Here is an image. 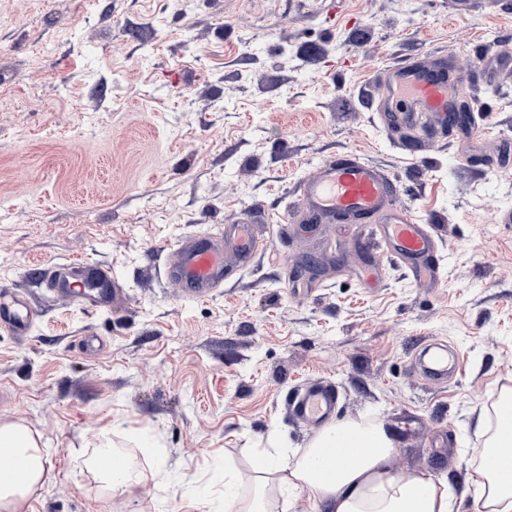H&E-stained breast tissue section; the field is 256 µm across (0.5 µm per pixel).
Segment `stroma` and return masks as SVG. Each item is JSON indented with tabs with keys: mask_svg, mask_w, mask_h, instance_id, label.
<instances>
[{
	"mask_svg": "<svg viewBox=\"0 0 512 512\" xmlns=\"http://www.w3.org/2000/svg\"><path fill=\"white\" fill-rule=\"evenodd\" d=\"M508 56L512 0H0V289L38 310L0 331V419L48 450L26 512H213L225 470L307 448L317 428L288 399L318 380L340 392L336 421L381 424L398 470L447 479L476 512L475 418L512 389ZM408 57L463 74L476 134L430 114L383 125L385 72ZM349 149L432 225L436 278L368 225L304 223L298 184ZM246 212L268 248L208 299L182 296L174 244ZM72 259L110 267L124 305L51 298L40 269ZM424 341L463 370L423 381ZM103 432L139 462L157 441L162 473L108 489L88 465Z\"/></svg>",
	"mask_w": 512,
	"mask_h": 512,
	"instance_id": "1",
	"label": "stroma"
}]
</instances>
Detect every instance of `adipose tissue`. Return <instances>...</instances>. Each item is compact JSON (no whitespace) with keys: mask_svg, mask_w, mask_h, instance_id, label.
Instances as JSON below:
<instances>
[{"mask_svg":"<svg viewBox=\"0 0 512 512\" xmlns=\"http://www.w3.org/2000/svg\"><path fill=\"white\" fill-rule=\"evenodd\" d=\"M476 429L486 437L476 473L481 512H512V433L478 414ZM351 447V454L336 463L333 479L320 470L324 449ZM19 456L23 471L12 479L0 478V512H24L29 498L47 482V457L40 435L20 420H0V452ZM151 460L144 468L115 448L101 434L92 465L112 490L128 491L159 473L165 460L153 446L142 449ZM395 451L386 431L376 424H330L312 440L294 464L284 453L267 448L251 462L252 496L239 493L238 475L224 473V512H277L291 494L305 495L319 512H460L461 502L446 480L425 472L403 473L393 464Z\"/></svg>","mask_w":512,"mask_h":512,"instance_id":"adipose-tissue-1","label":"adipose tissue"}]
</instances>
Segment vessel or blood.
Returning a JSON list of instances; mask_svg holds the SVG:
<instances>
[{"label": "vessel or blood", "mask_w": 512, "mask_h": 512, "mask_svg": "<svg viewBox=\"0 0 512 512\" xmlns=\"http://www.w3.org/2000/svg\"><path fill=\"white\" fill-rule=\"evenodd\" d=\"M462 80L456 70L427 65L407 58L387 70L391 94L399 101L386 118L396 125H413L418 114L435 113L447 121L454 107L455 92ZM396 185L381 167L365 161L353 151L334 156L298 187L300 204L312 214L342 224L371 220L384 224L395 250L418 275L429 277L437 269L429 259L436 242L430 225L417 223L410 211L396 202ZM266 243L254 233L250 215L243 214L224 227L220 236H191L175 247L176 262L167 276L179 283L186 296L195 300L210 297L224 281V256L232 254L248 260L264 250ZM45 284L57 297L79 301L90 298L102 309L122 302L124 294L112 278L111 270L82 260L52 265L45 271ZM33 319L24 297L11 289L0 290V329L23 333ZM420 375L429 383L442 384L448 377V354H434ZM339 393L335 386L319 382L297 390L289 402L290 413L301 422H327L336 412Z\"/></svg>", "instance_id": "b4317fda"}]
</instances>
